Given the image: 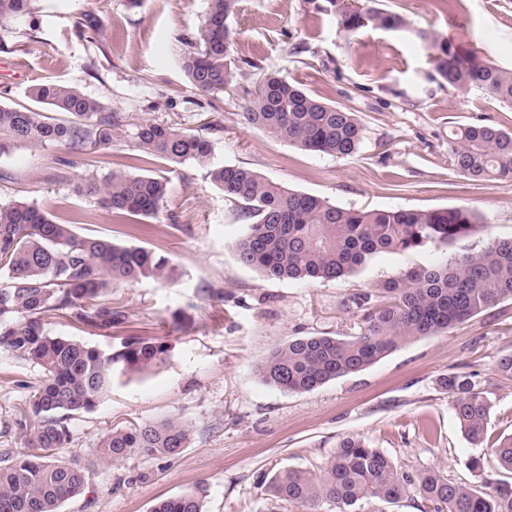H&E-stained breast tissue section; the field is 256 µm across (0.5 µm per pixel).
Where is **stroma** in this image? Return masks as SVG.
<instances>
[{
    "label": "stroma",
    "mask_w": 512,
    "mask_h": 512,
    "mask_svg": "<svg viewBox=\"0 0 512 512\" xmlns=\"http://www.w3.org/2000/svg\"><path fill=\"white\" fill-rule=\"evenodd\" d=\"M409 22L400 32L370 27L344 37L326 0H239L231 54L239 69L225 93L191 88L179 63L183 41L197 36L207 0H35L23 22L0 20V102L26 103L40 82L77 85L112 112L106 148L93 154L10 145L0 152V200L47 208L77 234L133 244L167 257L170 280L115 286L125 320L111 333L50 319V335L109 349L131 336L172 348L169 362L143 378H114L97 406L72 416L60 455L87 469L83 492L59 512H150L159 500L198 490L203 512H305L268 496L263 476L283 468L319 471L340 441L356 436L385 452L409 476L438 469L485 490L498 478L491 442L512 434V378L498 360L512 353V301L465 323L403 344L380 362L302 394L266 385L264 358L302 336H353L361 315L343 301L376 288L414 263L476 251L488 238H512V181H475L448 162V135L468 125L512 131V108L481 92L448 90L434 78L425 29L512 68V0H385ZM105 21L94 42L74 32L78 13ZM274 71L319 99L355 112L364 125L351 158L302 151L241 123L239 112L260 75ZM148 119L206 135L217 161L243 166L345 208L467 207L487 231L442 250L383 252L360 273L332 282L266 280L236 257L244 226L234 203L194 164L135 162L134 126ZM105 174L134 166L168 168L170 195L159 221L134 230L113 221L73 184L88 160ZM471 373L490 403L489 440L463 436L441 384ZM43 378L36 364L0 347V466L21 451L14 410ZM177 418L194 434L173 458L139 454L118 465L93 455L115 428Z\"/></svg>",
    "instance_id": "obj_1"
}]
</instances>
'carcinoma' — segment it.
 <instances>
[{
  "instance_id": "carcinoma-1",
  "label": "carcinoma",
  "mask_w": 512,
  "mask_h": 512,
  "mask_svg": "<svg viewBox=\"0 0 512 512\" xmlns=\"http://www.w3.org/2000/svg\"><path fill=\"white\" fill-rule=\"evenodd\" d=\"M238 0H208L199 39L185 41L180 58L189 83L202 93H222L236 78L229 48L237 32L230 26ZM341 32L361 28H408L390 7L363 9L359 0H327ZM33 0H0V18L21 21ZM82 40L103 30L93 13L74 25ZM440 86L477 88L488 98L512 106V69L484 61L476 53L426 31ZM33 106L0 104V141L53 145L65 149L109 144L112 113L77 87L48 82L34 86ZM241 120L304 151L336 158L354 156L364 126L347 108L328 104L275 72L257 82ZM134 145L142 157L207 169L211 182L236 204L245 222L236 245L239 262L267 280L337 281L365 268L381 252L414 253L427 245L453 246L484 225L466 208L379 210L343 208L289 189L251 169L215 161L211 141L199 134L146 120L135 125ZM448 161L474 180H512V132L486 125L451 131ZM74 192L96 201L117 218L157 219L165 207L169 180L159 174L112 170L78 178ZM0 346L37 364L43 380L32 398L16 407L14 423L24 450L0 467V512H59L61 504L84 490L86 473L60 459L69 441L67 420L92 410L115 375L149 376L170 359L163 341L127 338L117 350L52 336L44 320L71 317L112 332L125 315L112 306V288L143 279H167L168 259L137 246L101 236H77L73 226L43 207L0 201ZM512 301V239H493L483 249L451 261L414 264L378 288L346 298L347 308L363 311L360 331L347 338L305 336L272 350L257 366L262 381L289 393L310 392L325 383L362 371L404 342L459 325ZM466 436L486 437L489 405L471 375L441 379ZM192 428L168 418L115 429L93 450L102 463L118 464L133 454L164 459L179 455ZM499 469L512 474V435L495 441ZM415 484L430 512H512V483L487 481L488 491L451 482L440 471L423 472L417 482L398 472L382 451L357 437L342 439L317 473L284 469L267 484L276 498L299 503L307 512H355L365 500H399ZM151 512H202L194 491L158 501Z\"/></svg>"
}]
</instances>
